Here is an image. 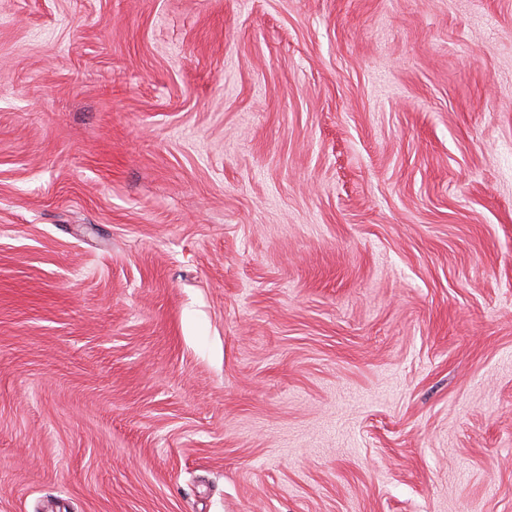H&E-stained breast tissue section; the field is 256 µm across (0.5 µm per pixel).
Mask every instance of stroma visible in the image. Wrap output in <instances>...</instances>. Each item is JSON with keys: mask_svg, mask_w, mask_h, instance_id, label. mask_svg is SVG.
Returning <instances> with one entry per match:
<instances>
[{"mask_svg": "<svg viewBox=\"0 0 512 512\" xmlns=\"http://www.w3.org/2000/svg\"><path fill=\"white\" fill-rule=\"evenodd\" d=\"M0 512H512V0H0Z\"/></svg>", "mask_w": 512, "mask_h": 512, "instance_id": "obj_1", "label": "stroma"}]
</instances>
